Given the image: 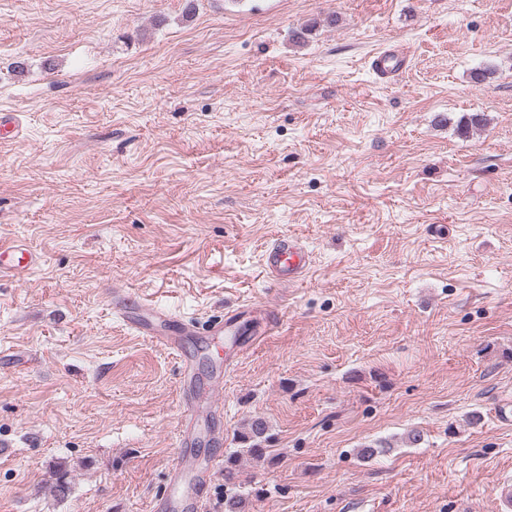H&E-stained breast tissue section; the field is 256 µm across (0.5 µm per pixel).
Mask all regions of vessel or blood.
<instances>
[{
	"mask_svg": "<svg viewBox=\"0 0 512 512\" xmlns=\"http://www.w3.org/2000/svg\"><path fill=\"white\" fill-rule=\"evenodd\" d=\"M406 65L405 55L383 53L374 56L372 69L387 80L399 77ZM37 253L23 245H0V278L21 279L38 265ZM266 271L276 273L284 282L291 283L303 277L309 267V255L297 240L282 238L269 247L263 259ZM107 296L118 309L126 324L139 335L179 351L180 378L188 391L181 417L180 445L193 441L201 419H218L224 415V403L217 393L223 387L222 379H215L203 395L192 391L194 369L188 356L182 355L185 342L196 336L193 323L178 318L171 310L146 302L138 293L128 288L112 287ZM220 464L219 457L201 459L186 453H178L170 471V507L177 512H200L201 494L206 493L214 471Z\"/></svg>",
	"mask_w": 512,
	"mask_h": 512,
	"instance_id": "obj_1",
	"label": "vessel or blood"
}]
</instances>
